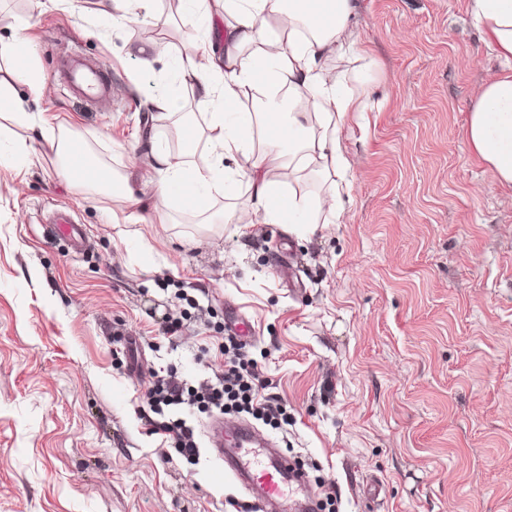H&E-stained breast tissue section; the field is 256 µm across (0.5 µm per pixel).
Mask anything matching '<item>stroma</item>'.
Wrapping results in <instances>:
<instances>
[{
    "label": "stroma",
    "instance_id": "obj_1",
    "mask_svg": "<svg viewBox=\"0 0 512 512\" xmlns=\"http://www.w3.org/2000/svg\"><path fill=\"white\" fill-rule=\"evenodd\" d=\"M356 4L362 51L326 64L372 109L341 130L352 170L336 223L300 232L225 223L243 182L202 212L157 198L153 143L175 152L203 128L146 105L169 92L202 110L173 64L204 38L184 9L155 0L147 19L138 0H0V78L133 191L87 194L40 140L17 172L29 132L0 120V512H259L216 479L210 414L189 418L195 462L149 423L156 378L215 381L241 322L290 417L256 429L333 480L340 512H512V188L464 135L500 64L469 0ZM147 43L150 72L137 63ZM71 56L106 66L109 104L69 90L58 70ZM62 207L87 250L54 232ZM130 213L144 222L125 239L112 218Z\"/></svg>",
    "mask_w": 512,
    "mask_h": 512
}]
</instances>
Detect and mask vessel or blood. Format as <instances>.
<instances>
[{
    "label": "vessel or blood",
    "instance_id": "1",
    "mask_svg": "<svg viewBox=\"0 0 512 512\" xmlns=\"http://www.w3.org/2000/svg\"><path fill=\"white\" fill-rule=\"evenodd\" d=\"M66 84L73 92L95 99L107 93L109 75L104 66L90 67L75 59L68 66ZM55 222L76 248L85 247L83 226L73 223L67 212H58ZM208 432L216 437L211 452L221 474L257 494L262 512H278L290 501L301 504L304 512H316L317 498L310 492L305 474L277 448L274 439L260 438L247 423L225 425L215 420L209 423Z\"/></svg>",
    "mask_w": 512,
    "mask_h": 512
}]
</instances>
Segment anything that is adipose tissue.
Listing matches in <instances>:
<instances>
[{
  "label": "adipose tissue",
  "mask_w": 512,
  "mask_h": 512,
  "mask_svg": "<svg viewBox=\"0 0 512 512\" xmlns=\"http://www.w3.org/2000/svg\"><path fill=\"white\" fill-rule=\"evenodd\" d=\"M469 8L503 68L480 88L465 138L497 181L512 186V0H471ZM353 12V0H224L229 21L218 28L222 50L205 47L178 63L182 81L207 108L205 135L186 138L176 154L153 147L163 205L202 211L211 190L243 180L248 197L238 223L256 216L300 227L335 223L339 181L350 168L339 131L362 104L347 91L346 73L326 69L324 61L357 47ZM252 90L260 93L259 104L243 109ZM0 105L55 149L65 177L74 176L68 164L74 144L66 132L25 112L1 80ZM202 148L214 158L204 167L194 161ZM305 171L329 177L323 194L294 189Z\"/></svg>",
  "instance_id": "1"
}]
</instances>
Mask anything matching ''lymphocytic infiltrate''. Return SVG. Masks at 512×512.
<instances>
[{
    "label": "lymphocytic infiltrate",
    "mask_w": 512,
    "mask_h": 512,
    "mask_svg": "<svg viewBox=\"0 0 512 512\" xmlns=\"http://www.w3.org/2000/svg\"><path fill=\"white\" fill-rule=\"evenodd\" d=\"M265 387L257 365L248 357L245 343L239 337L225 336L224 374L217 383L203 382L193 387L171 377L157 378L151 399V409L160 417L155 429L171 441L180 455L193 460L199 454L193 427L183 418H165L166 409L187 406L223 414L244 412L278 427L286 425L287 411L272 398L261 397Z\"/></svg>",
    "instance_id": "f902f5d3"
}]
</instances>
